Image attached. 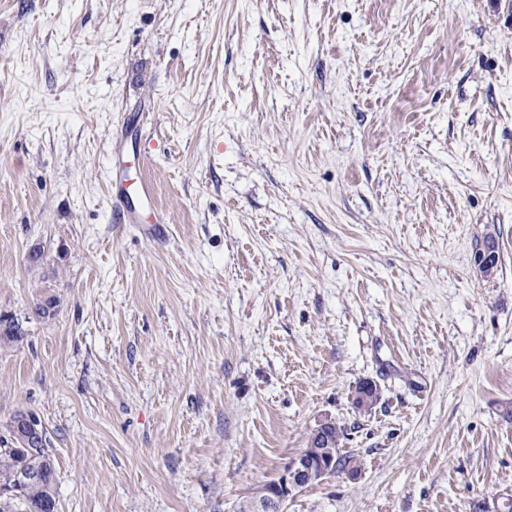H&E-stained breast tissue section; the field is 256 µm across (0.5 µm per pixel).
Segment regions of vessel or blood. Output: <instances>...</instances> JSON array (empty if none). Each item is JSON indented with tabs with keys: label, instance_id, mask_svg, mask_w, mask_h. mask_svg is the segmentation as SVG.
<instances>
[{
	"label": "vessel or blood",
	"instance_id": "vessel-or-blood-1",
	"mask_svg": "<svg viewBox=\"0 0 512 512\" xmlns=\"http://www.w3.org/2000/svg\"><path fill=\"white\" fill-rule=\"evenodd\" d=\"M128 135L127 127H117L109 152L106 178L113 203L114 221L129 226L140 222L139 206H152L153 192L147 183L141 182L133 186L127 180L124 158L127 154Z\"/></svg>",
	"mask_w": 512,
	"mask_h": 512
}]
</instances>
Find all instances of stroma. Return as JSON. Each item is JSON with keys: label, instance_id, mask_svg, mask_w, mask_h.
<instances>
[{"label": "stroma", "instance_id": "1", "mask_svg": "<svg viewBox=\"0 0 512 512\" xmlns=\"http://www.w3.org/2000/svg\"><path fill=\"white\" fill-rule=\"evenodd\" d=\"M0 313L58 512H241L326 417L354 464L282 512L512 493V0H0ZM124 124L116 128L115 136H113L106 167V178L113 203L115 223L135 226L132 224H141V215L135 200L141 205L151 208L153 192L152 187L142 181L138 183L134 191L131 190V185L126 177L124 162L127 155L126 145L129 131L128 126L125 127Z\"/></svg>", "mask_w": 512, "mask_h": 512}]
</instances>
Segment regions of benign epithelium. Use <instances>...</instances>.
I'll list each match as a JSON object with an SVG mask.
<instances>
[{
  "mask_svg": "<svg viewBox=\"0 0 512 512\" xmlns=\"http://www.w3.org/2000/svg\"><path fill=\"white\" fill-rule=\"evenodd\" d=\"M10 435L17 445L24 448L29 455L40 458L46 453V433L41 420L30 411H20L14 416ZM333 462L318 457V452L311 447L294 458L288 467L274 482L267 484L244 512H271L274 504H280L289 494L332 472ZM41 464L33 463L18 472L11 484L0 485V494L16 495L22 486L41 478Z\"/></svg>",
  "mask_w": 512,
  "mask_h": 512,
  "instance_id": "obj_1",
  "label": "benign epithelium"
}]
</instances>
